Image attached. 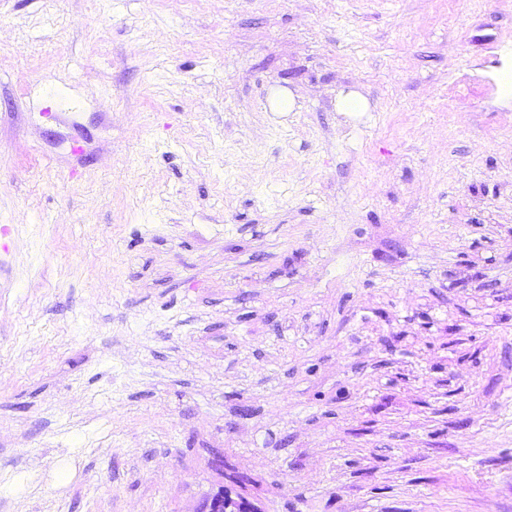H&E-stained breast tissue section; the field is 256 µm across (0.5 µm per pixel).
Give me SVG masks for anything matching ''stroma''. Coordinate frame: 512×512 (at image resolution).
Segmentation results:
<instances>
[{"label":"stroma","mask_w":512,"mask_h":512,"mask_svg":"<svg viewBox=\"0 0 512 512\" xmlns=\"http://www.w3.org/2000/svg\"><path fill=\"white\" fill-rule=\"evenodd\" d=\"M509 75L512 0H0V512H512ZM336 109L340 112H366L369 111L368 100L357 90L341 92L336 99ZM200 512H260L245 497L224 489L215 493L205 505V509Z\"/></svg>","instance_id":"35a3bbf8"}]
</instances>
